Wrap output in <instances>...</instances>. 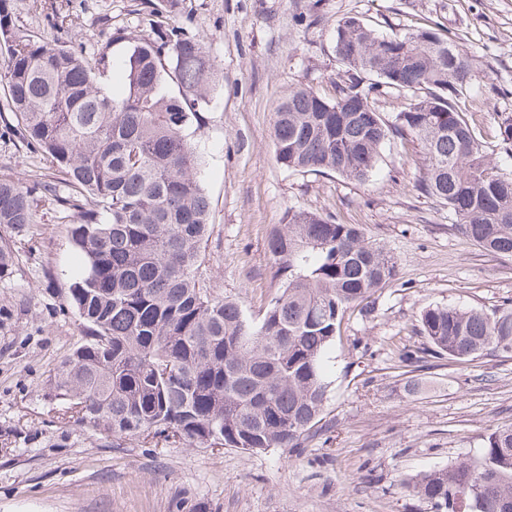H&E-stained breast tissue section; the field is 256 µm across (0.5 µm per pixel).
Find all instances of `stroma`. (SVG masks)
Masks as SVG:
<instances>
[{"instance_id":"obj_1","label":"stroma","mask_w":512,"mask_h":512,"mask_svg":"<svg viewBox=\"0 0 512 512\" xmlns=\"http://www.w3.org/2000/svg\"><path fill=\"white\" fill-rule=\"evenodd\" d=\"M20 29L117 62L150 23L181 26L208 49L219 82L191 138L211 199L203 273L214 298L256 319L280 290L267 249L288 210L362 227L396 261L371 315L346 312L324 362L327 399L302 448L252 453L112 437L68 421L50 377L81 340L67 303L82 273L71 219L40 201L26 232L0 230L16 261L0 280V512H432L409 486L435 468L477 462L484 436L512 426V353L468 362L426 356L419 314L451 305L512 309V257L485 252L415 183L418 142L394 138L364 182L292 171L275 159L273 121L288 89L334 97L347 79L334 31L347 16L383 33L421 28L460 40L475 77L457 104L487 158L512 170L499 137L512 114V0H10ZM124 39H116V32ZM0 136V176L49 174Z\"/></svg>"}]
</instances>
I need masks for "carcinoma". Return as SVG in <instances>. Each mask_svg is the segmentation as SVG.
<instances>
[{
	"label": "carcinoma",
	"mask_w": 512,
	"mask_h": 512,
	"mask_svg": "<svg viewBox=\"0 0 512 512\" xmlns=\"http://www.w3.org/2000/svg\"><path fill=\"white\" fill-rule=\"evenodd\" d=\"M334 50L348 83L333 98L288 89L273 124L277 162L364 182L386 140L410 137L423 151L418 189L486 252L512 257V171L487 161L455 102L474 76L463 45L430 29L379 33L349 16ZM108 67L34 38L0 0V120L54 168L32 184L0 177V227L28 229L38 195L49 197L76 215L71 237L86 264L68 297L82 339L54 376L56 393L114 436L252 453L301 447L327 398L324 353L348 308L373 309L394 258L355 224L294 210L268 238L284 281L262 317L213 298L202 272L211 204L186 134L216 87L211 58L182 28L153 27L130 46L118 97L102 87ZM384 89L409 97L390 120L375 102ZM499 136L512 153V115ZM14 263L1 244L0 277ZM419 323L438 357L512 353V310L436 305ZM411 491L433 512H512V427L488 434L480 463L426 472Z\"/></svg>",
	"instance_id": "1"
}]
</instances>
